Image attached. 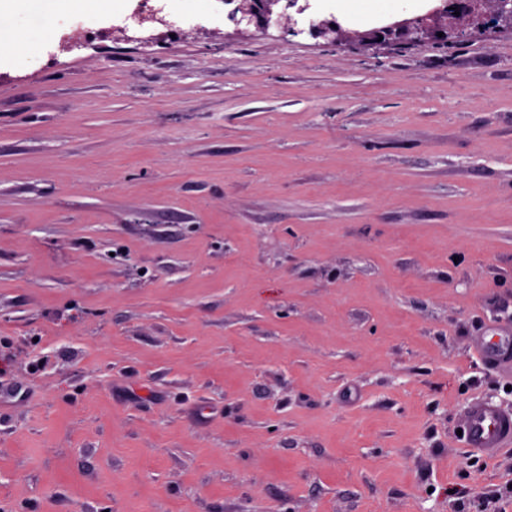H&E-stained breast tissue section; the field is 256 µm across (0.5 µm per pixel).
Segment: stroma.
I'll return each mask as SVG.
<instances>
[{"instance_id": "35a3bbf8", "label": "stroma", "mask_w": 512, "mask_h": 512, "mask_svg": "<svg viewBox=\"0 0 512 512\" xmlns=\"http://www.w3.org/2000/svg\"><path fill=\"white\" fill-rule=\"evenodd\" d=\"M133 6L0 58V512H512V32ZM164 0H140V6L122 16L119 21L126 27L144 29L151 23L165 22L171 30H177L184 18L170 14ZM284 0H235L231 22L234 31L224 37L248 36L250 30L266 32L272 25L280 26L285 16L280 12L281 2ZM439 2L424 14L397 17L379 27L362 31L346 29L336 18H323L314 13L301 19L305 28L297 30L292 26L297 25L298 20H293L289 15L285 19L288 20V31L298 34L307 28L313 38H322L336 45L352 40L369 46L390 43L421 45L472 36L489 28L512 32V3L509 0ZM449 7H453V10H449ZM455 11L460 15L456 16ZM439 32H443L442 37H438ZM465 435L469 448L494 458L512 441V411L487 403L474 402L465 418Z\"/></svg>"}]
</instances>
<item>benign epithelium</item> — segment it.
<instances>
[{"label": "benign epithelium", "instance_id": "1", "mask_svg": "<svg viewBox=\"0 0 512 512\" xmlns=\"http://www.w3.org/2000/svg\"><path fill=\"white\" fill-rule=\"evenodd\" d=\"M282 0H235L231 22L232 36L244 37L250 30L266 32L273 25H281L284 13ZM460 15H455V12ZM302 24L296 29L294 25ZM489 28L512 31V0H456L452 4L440 3L420 15L401 16L378 27L349 30L331 17L311 13L301 20L288 19V30L308 32L314 38L341 44L352 40L363 45L411 44L445 42L456 38L483 33ZM443 36H438V33Z\"/></svg>", "mask_w": 512, "mask_h": 512}]
</instances>
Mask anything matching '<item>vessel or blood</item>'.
I'll return each instance as SVG.
<instances>
[{"label":"vessel or blood","mask_w":512,"mask_h":512,"mask_svg":"<svg viewBox=\"0 0 512 512\" xmlns=\"http://www.w3.org/2000/svg\"><path fill=\"white\" fill-rule=\"evenodd\" d=\"M468 447L495 457L499 448L512 441V411L487 403H473L465 418Z\"/></svg>","instance_id":"obj_1"}]
</instances>
